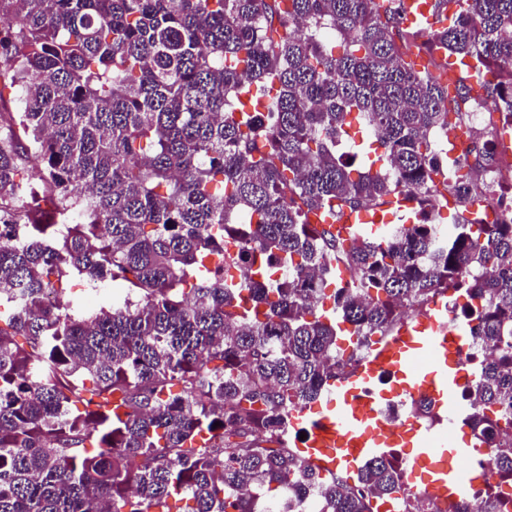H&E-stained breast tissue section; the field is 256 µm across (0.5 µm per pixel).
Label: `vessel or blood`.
Instances as JSON below:
<instances>
[{"instance_id":"b4317fda","label":"vessel or blood","mask_w":512,"mask_h":512,"mask_svg":"<svg viewBox=\"0 0 512 512\" xmlns=\"http://www.w3.org/2000/svg\"><path fill=\"white\" fill-rule=\"evenodd\" d=\"M437 0H403L406 23L418 18L435 22ZM463 334L444 320L442 306L417 320L404 335L376 341L374 353L345 379L336 382L329 400L309 425V438L296 444L298 455L323 473H360L367 460L412 447L403 463L411 476L421 477L426 492L437 502H458L470 482L469 472L448 463V435L430 426L405 422L394 428L381 417L385 392L372 399L363 389L387 370L403 381L406 392L425 395L448 423H455L462 405L456 397L457 350Z\"/></svg>"}]
</instances>
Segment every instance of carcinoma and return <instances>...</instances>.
Wrapping results in <instances>:
<instances>
[{
    "instance_id": "obj_1",
    "label": "carcinoma",
    "mask_w": 512,
    "mask_h": 512,
    "mask_svg": "<svg viewBox=\"0 0 512 512\" xmlns=\"http://www.w3.org/2000/svg\"><path fill=\"white\" fill-rule=\"evenodd\" d=\"M428 31L512 118V0H439ZM402 0H0V512H375L410 488L295 454L311 408L405 307L466 297L490 351L465 418L512 512V221L439 178L433 136L477 110L401 59ZM266 114L256 120L255 115ZM361 153L337 154L340 139ZM475 158L496 161L488 138ZM36 164L40 182L22 171ZM453 195L451 234L435 217ZM407 203L344 240L343 218ZM240 262L228 263L230 249ZM357 273L346 288L339 268ZM241 270L239 280L230 269ZM137 294L78 317L76 278ZM220 426H214V423Z\"/></svg>"
}]
</instances>
